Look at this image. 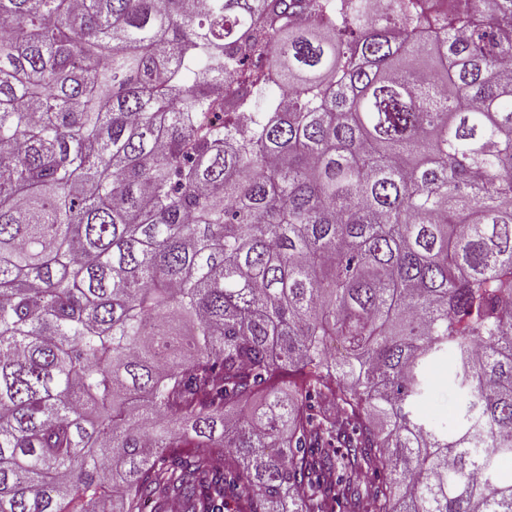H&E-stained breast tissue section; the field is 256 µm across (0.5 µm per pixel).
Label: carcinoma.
I'll use <instances>...</instances> for the list:
<instances>
[{"mask_svg":"<svg viewBox=\"0 0 512 512\" xmlns=\"http://www.w3.org/2000/svg\"><path fill=\"white\" fill-rule=\"evenodd\" d=\"M446 2L0 0V512H512V0ZM452 371L453 362L450 358L434 364L429 374L431 390L417 405L419 414L431 423L448 426L449 431L464 406V397L453 381Z\"/></svg>","mask_w":512,"mask_h":512,"instance_id":"carcinoma-1","label":"carcinoma"}]
</instances>
